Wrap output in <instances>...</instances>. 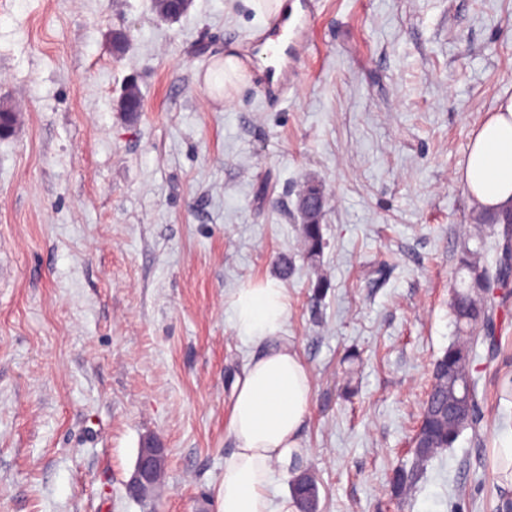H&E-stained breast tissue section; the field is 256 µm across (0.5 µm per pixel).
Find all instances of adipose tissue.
<instances>
[{
  "mask_svg": "<svg viewBox=\"0 0 512 512\" xmlns=\"http://www.w3.org/2000/svg\"><path fill=\"white\" fill-rule=\"evenodd\" d=\"M460 178L473 198L495 211L512 205V97L472 134ZM239 336L261 346L238 377L224 462L219 512H274L269 487L287 472L300 446L311 404L308 372L280 331L288 315L284 288L274 280L239 289L230 299Z\"/></svg>",
  "mask_w": 512,
  "mask_h": 512,
  "instance_id": "ef3b65f1",
  "label": "adipose tissue"
}]
</instances>
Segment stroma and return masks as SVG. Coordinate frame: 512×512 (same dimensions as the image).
<instances>
[{
  "mask_svg": "<svg viewBox=\"0 0 512 512\" xmlns=\"http://www.w3.org/2000/svg\"><path fill=\"white\" fill-rule=\"evenodd\" d=\"M269 7L191 0H0V512H218L233 385L256 348L230 296L267 280L309 375L300 466L319 512H512L495 446L512 429V295L498 349L474 331L481 417L396 468L433 365L477 204L459 178L475 127L512 96V0H318L303 75L211 89L264 38ZM124 33V53L112 51ZM142 109H119L128 82ZM330 197L317 261L298 193ZM151 497L126 488L145 441Z\"/></svg>",
  "mask_w": 512,
  "mask_h": 512,
  "instance_id": "stroma-1",
  "label": "stroma"
}]
</instances>
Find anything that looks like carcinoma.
I'll list each match as a JSON object with an SVG mask.
<instances>
[{
	"instance_id": "carcinoma-1",
	"label": "carcinoma",
	"mask_w": 512,
	"mask_h": 512,
	"mask_svg": "<svg viewBox=\"0 0 512 512\" xmlns=\"http://www.w3.org/2000/svg\"><path fill=\"white\" fill-rule=\"evenodd\" d=\"M141 104L138 86L133 82L126 84L121 98L123 109L134 114ZM326 203L323 185L315 180L307 181L299 196L298 209L302 217L303 251L311 261L320 257L325 245L321 219ZM475 223L479 229L497 237V248L502 256L498 272L492 277L486 269L479 268L478 252L466 248L461 253L459 263L461 269L468 271L470 280L464 288L455 289L452 309L456 322L462 328L479 323L491 325L495 301L490 290L497 283L505 284L512 269V207L493 212L481 209L475 216ZM470 352L471 342L459 340L451 343L434 364L431 392L413 439V450L419 463L432 458L443 448L453 447L464 429H474L480 423ZM416 480L415 471L399 469L393 477V490L402 495ZM291 495L298 512H317L318 486L311 473L303 471L293 478Z\"/></svg>"
}]
</instances>
